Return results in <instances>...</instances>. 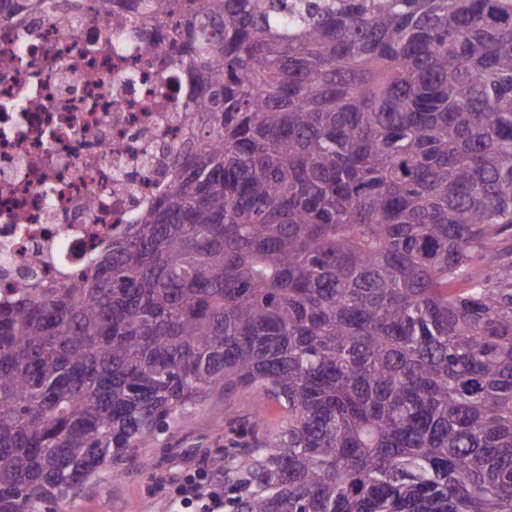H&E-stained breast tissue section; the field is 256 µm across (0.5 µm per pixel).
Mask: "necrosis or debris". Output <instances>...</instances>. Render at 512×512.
Here are the masks:
<instances>
[{"label": "necrosis or debris", "mask_w": 512, "mask_h": 512, "mask_svg": "<svg viewBox=\"0 0 512 512\" xmlns=\"http://www.w3.org/2000/svg\"><path fill=\"white\" fill-rule=\"evenodd\" d=\"M85 6L67 32L0 24V292L102 253L162 193L192 127V86L145 27Z\"/></svg>", "instance_id": "4bbe7bcc"}]
</instances>
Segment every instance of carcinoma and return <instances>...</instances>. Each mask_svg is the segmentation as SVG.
<instances>
[{"label":"carcinoma","mask_w":512,"mask_h":512,"mask_svg":"<svg viewBox=\"0 0 512 512\" xmlns=\"http://www.w3.org/2000/svg\"><path fill=\"white\" fill-rule=\"evenodd\" d=\"M198 2L97 0L148 10L196 138L93 265L0 301V512L249 388L288 416L214 461L230 512H512V0Z\"/></svg>","instance_id":"cac0c4a2"}]
</instances>
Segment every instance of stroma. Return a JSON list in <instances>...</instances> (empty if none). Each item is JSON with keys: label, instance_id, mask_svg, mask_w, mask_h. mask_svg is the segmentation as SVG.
I'll return each mask as SVG.
<instances>
[{"label": "stroma", "instance_id": "1", "mask_svg": "<svg viewBox=\"0 0 512 512\" xmlns=\"http://www.w3.org/2000/svg\"><path fill=\"white\" fill-rule=\"evenodd\" d=\"M259 412L265 423L258 430L254 420ZM286 416L285 408L258 389L214 394L190 420L172 425L159 436L147 451L148 466L127 462L117 477L111 470H102L64 512H181L172 480L249 440L252 431L271 437Z\"/></svg>", "mask_w": 512, "mask_h": 512}]
</instances>
